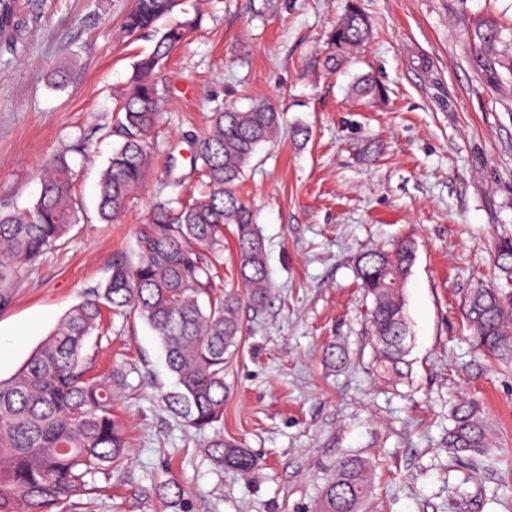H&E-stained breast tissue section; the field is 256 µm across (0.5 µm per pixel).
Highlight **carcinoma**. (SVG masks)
<instances>
[{
  "instance_id": "obj_1",
  "label": "carcinoma",
  "mask_w": 512,
  "mask_h": 512,
  "mask_svg": "<svg viewBox=\"0 0 512 512\" xmlns=\"http://www.w3.org/2000/svg\"><path fill=\"white\" fill-rule=\"evenodd\" d=\"M180 0H134L122 28L128 37L149 30L170 15ZM20 0H0V45L17 44ZM199 13H185L160 33L150 53L136 61L128 89L114 109L123 142L113 150L99 180L97 216L110 223L124 214L146 186L155 136L163 115V70L174 50L199 24ZM493 19L473 23L471 41L481 75L495 84L498 69L512 66ZM370 24L353 3L329 34L332 65L352 59L369 40ZM355 95L385 96L370 75L353 86ZM281 112L259 100L249 110L217 105L208 131L192 141V165L177 173L171 158L165 186L181 188L199 174L205 189L197 198L172 207L154 203L137 230L135 256L112 260L103 285L88 289L54 330L11 377L0 378V512H57L77 506L87 493V476L112 475L125 458L127 433L112 413L134 368L117 366L106 376L92 374L96 356L85 351L89 336L102 330L105 312L139 318L154 331L175 377L174 390L162 396L167 410L199 432L224 419L229 388L224 366L243 333L241 308L259 313L270 296L264 240L253 210L237 194L257 150L278 143ZM79 203L67 156L45 166L36 202L23 211L0 208V308L12 300L20 269L57 247L78 222ZM233 226L237 270L243 290L217 294L213 289L218 259L224 252V228ZM415 259L410 241L391 249H371L356 260L361 287L371 298L376 377L394 383L408 375L410 335L403 291ZM505 287H478L466 298V317L479 349L512 361V239L495 246ZM489 431L471 402L453 412L448 448L456 456L488 446ZM204 448L215 464L247 474L258 466L246 448L217 434ZM372 493L370 463L355 455L336 461L320 487L315 512H362Z\"/></svg>"
}]
</instances>
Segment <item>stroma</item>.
<instances>
[{"instance_id": "stroma-1", "label": "stroma", "mask_w": 512, "mask_h": 512, "mask_svg": "<svg viewBox=\"0 0 512 512\" xmlns=\"http://www.w3.org/2000/svg\"><path fill=\"white\" fill-rule=\"evenodd\" d=\"M373 36L341 68L328 36L349 2ZM16 50L0 48V205L32 206L46 158L66 152L81 220L26 267L0 333L13 335L0 377L14 374L115 256L162 186V152L189 165L190 135L216 103L255 100L282 112L278 146L253 159L239 191L256 213L273 288L259 314L242 309L238 351L224 370L231 394L217 429L259 466L214 465L206 434L185 427L162 396L174 387L160 343L139 319L114 317L92 336L98 371L136 365L114 404L129 453L111 478L89 477L78 512H171L162 493L178 484L189 512H313L316 489L337 459L367 458L373 488L365 512H512V366L472 342L464 300L494 280L493 244L512 237V97L487 83L469 52L473 21L512 28V0H185L201 27L166 69L165 118L148 187L112 224L96 213L100 172L118 135L113 96L153 47L127 38L132 0H22ZM70 74L61 89L55 70ZM385 101L358 99L363 75ZM308 138L293 137L295 127ZM91 137L90 154L71 152ZM407 239L415 261L405 288L411 330L407 378L373 377L368 302L356 257ZM336 344L342 364L323 351ZM479 403L488 455L452 460L448 415Z\"/></svg>"}]
</instances>
